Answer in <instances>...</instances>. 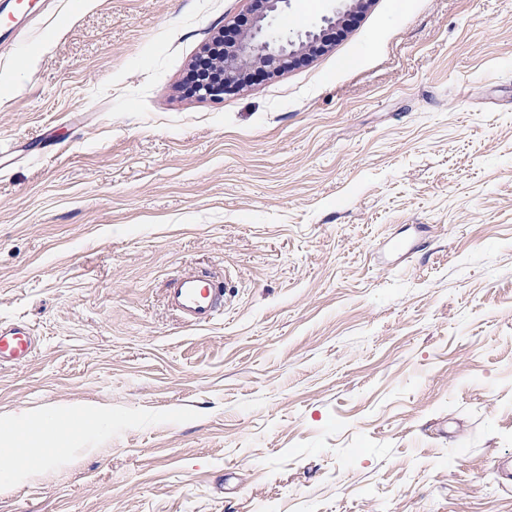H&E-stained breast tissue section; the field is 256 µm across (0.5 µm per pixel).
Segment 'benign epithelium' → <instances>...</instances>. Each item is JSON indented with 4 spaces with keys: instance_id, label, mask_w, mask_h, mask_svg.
I'll use <instances>...</instances> for the list:
<instances>
[{
    "instance_id": "7a95c632",
    "label": "benign epithelium",
    "mask_w": 512,
    "mask_h": 512,
    "mask_svg": "<svg viewBox=\"0 0 512 512\" xmlns=\"http://www.w3.org/2000/svg\"><path fill=\"white\" fill-rule=\"evenodd\" d=\"M290 0H255L252 25L248 32L239 34L234 45L223 53L224 29H219L213 44L203 53L213 55L211 67L196 81L191 94L199 99L219 101L224 94L237 87L239 79L259 65L277 72L295 62L304 50L323 41L327 26L336 24V18L324 19V25L293 37L272 25L270 19L284 13Z\"/></svg>"
}]
</instances>
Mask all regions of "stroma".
<instances>
[{
	"instance_id": "obj_1",
	"label": "stroma",
	"mask_w": 512,
	"mask_h": 512,
	"mask_svg": "<svg viewBox=\"0 0 512 512\" xmlns=\"http://www.w3.org/2000/svg\"><path fill=\"white\" fill-rule=\"evenodd\" d=\"M251 16L38 0L0 44V324L36 339L0 419L88 411L0 512H512V0H369L186 93ZM184 270L224 284L207 325L167 303Z\"/></svg>"
}]
</instances>
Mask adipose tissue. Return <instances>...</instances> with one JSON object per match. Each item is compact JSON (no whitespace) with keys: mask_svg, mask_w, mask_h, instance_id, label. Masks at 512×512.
<instances>
[{"mask_svg":"<svg viewBox=\"0 0 512 512\" xmlns=\"http://www.w3.org/2000/svg\"><path fill=\"white\" fill-rule=\"evenodd\" d=\"M48 433L57 437L71 436L69 425L58 423L55 412H21L18 418L0 420V482L9 484L28 472L44 468L48 459L44 452L24 454L31 433Z\"/></svg>","mask_w":512,"mask_h":512,"instance_id":"1","label":"adipose tissue"}]
</instances>
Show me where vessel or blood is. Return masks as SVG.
Segmentation results:
<instances>
[{
    "instance_id": "vessel-or-blood-1",
    "label": "vessel or blood",
    "mask_w": 512,
    "mask_h": 512,
    "mask_svg": "<svg viewBox=\"0 0 512 512\" xmlns=\"http://www.w3.org/2000/svg\"><path fill=\"white\" fill-rule=\"evenodd\" d=\"M168 298L171 306L191 325L213 321L223 303L219 289L193 274H183L173 279ZM34 348L35 341L28 329L0 325V363L26 361Z\"/></svg>"
}]
</instances>
